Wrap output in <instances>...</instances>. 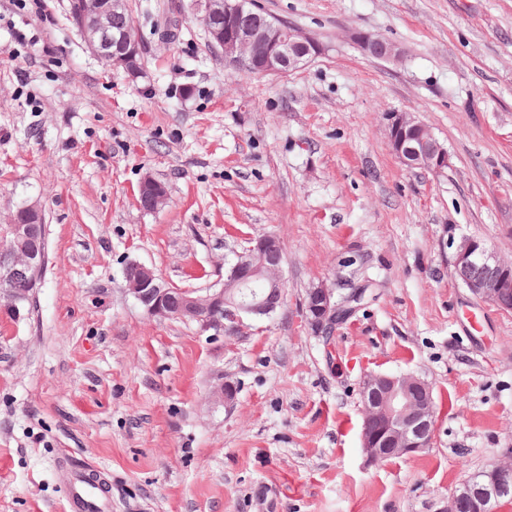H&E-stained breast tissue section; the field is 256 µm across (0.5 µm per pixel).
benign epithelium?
<instances>
[{"instance_id": "benign-epithelium-1", "label": "benign epithelium", "mask_w": 512, "mask_h": 512, "mask_svg": "<svg viewBox=\"0 0 512 512\" xmlns=\"http://www.w3.org/2000/svg\"><path fill=\"white\" fill-rule=\"evenodd\" d=\"M126 11V0H90L81 31L88 49L110 68L130 76L138 73L140 52L134 27L114 31L111 16ZM203 17L218 22L210 28L214 47L224 52V64L241 73L271 75L301 68L323 52V45L301 28L249 6V0H204ZM350 37L361 51L384 61L400 59L402 51L380 36L354 31ZM388 145L407 168H426L437 173L450 166L447 149L430 128L408 112L384 114ZM165 186L145 177L138 190L137 205L145 212L159 210L167 201ZM5 245L0 251L8 260L0 263V296L13 309L30 301L40 287L46 264L42 213L34 205L10 216ZM451 264L457 281L475 298L504 312H512V260L499 256L474 237L450 239ZM284 251L280 240L263 235L249 241L227 269L224 284L204 293L174 288L156 272L132 262L125 269V287L148 316L181 319L197 324L215 336L232 333L243 318L268 317L285 300L282 277ZM23 280L25 290L15 288ZM365 288H353L336 296L331 288L318 286L307 293L303 308L316 333H324L355 310ZM363 406L362 450L367 459L382 463L392 457L414 455L430 447L435 407L430 385L413 375L367 374L360 385ZM512 473V453L455 487L441 512H497L507 497L504 477Z\"/></svg>"}]
</instances>
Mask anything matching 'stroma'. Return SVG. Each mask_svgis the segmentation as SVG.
Wrapping results in <instances>:
<instances>
[{"mask_svg": "<svg viewBox=\"0 0 512 512\" xmlns=\"http://www.w3.org/2000/svg\"><path fill=\"white\" fill-rule=\"evenodd\" d=\"M66 5L0 0V226L38 206L47 242L35 297L0 298V512H61L63 460L103 473L112 512H440L511 452L512 313L454 279L448 240L512 256V0H255L325 47L266 76L225 67L199 0H128L134 78ZM354 30L403 60L367 57ZM393 111L432 130L445 172L402 165ZM147 175L168 189L152 213ZM263 234L286 303L234 334L150 318L125 290L132 262L221 287ZM349 281L363 305L318 335L307 291ZM370 373L430 384L429 448L367 460ZM167 199V190L162 183L151 176L141 181L137 198V205L141 210L155 212L166 203Z\"/></svg>", "mask_w": 512, "mask_h": 512, "instance_id": "1", "label": "stroma"}]
</instances>
